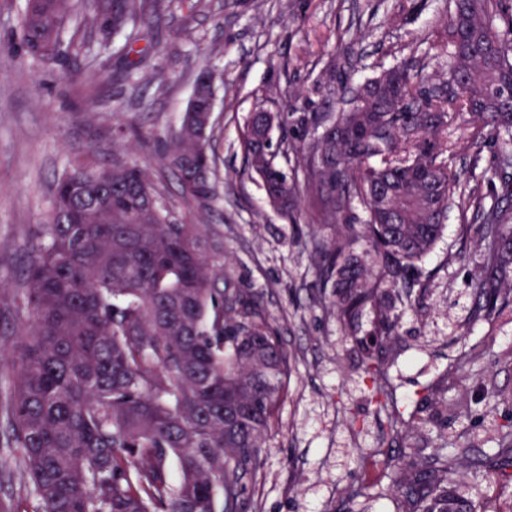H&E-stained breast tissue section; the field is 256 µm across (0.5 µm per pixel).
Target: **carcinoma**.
I'll return each mask as SVG.
<instances>
[{"mask_svg":"<svg viewBox=\"0 0 512 512\" xmlns=\"http://www.w3.org/2000/svg\"><path fill=\"white\" fill-rule=\"evenodd\" d=\"M91 2L92 22L110 17L114 32L132 34L159 15L157 0ZM78 3L25 0L26 54L80 56L82 40L61 39ZM442 55L424 76L411 60L357 83L344 69L328 80L350 95L349 110L326 102L322 112H254L241 135L271 204L292 221L304 208L330 230L311 240L320 293L358 349L368 401L410 448L386 453L385 495L398 512H479L480 479L492 470L512 488V418L489 453L411 444L410 422L445 428L470 407L465 395L448 405V381L478 353L462 352L437 374L409 414L396 398L400 311L423 307L419 263L452 205L481 224L473 319L512 313V0H453ZM213 97L208 72L192 98L207 108ZM456 118L472 126L474 161L491 151L489 204L475 188L454 201ZM276 126L290 174L271 151ZM166 158L185 197L213 196L208 137L187 111ZM357 210L361 224L351 223ZM205 244L204 225L167 220L137 163L89 156L58 179L16 301L29 325L0 338L14 371L7 446L40 512H249L291 359L252 289L227 275L215 287L220 269ZM373 488L350 486L345 503L374 497Z\"/></svg>","mask_w":512,"mask_h":512,"instance_id":"carcinoma-1","label":"carcinoma"}]
</instances>
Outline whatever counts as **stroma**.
<instances>
[{"label":"stroma","mask_w":512,"mask_h":512,"mask_svg":"<svg viewBox=\"0 0 512 512\" xmlns=\"http://www.w3.org/2000/svg\"><path fill=\"white\" fill-rule=\"evenodd\" d=\"M450 0H164L156 23L136 44L148 57L133 68L125 38L88 24L85 55L36 63L22 47L25 0H0V333L18 328L12 303L30 253L51 210L57 179L79 154L105 163L134 161L152 175L170 221L207 228L210 254L253 288L291 354L292 372L277 409L264 464L253 486L254 512H330L358 478L381 479L379 447L390 445L384 412L366 399L359 353L317 298L308 218L291 222L267 202L246 166L238 137L257 107L312 112L326 96L325 71L350 67L361 79L410 58L429 68ZM215 75L210 148L215 191L207 207L185 199L163 156L177 133L202 71ZM142 134L129 151L113 149L118 126ZM456 153L448 167L469 185L487 184V160H475L471 130L454 122ZM472 213L452 209L422 263L430 288L424 315L405 312L400 334L402 394L413 395L476 346L483 358L467 368L449 401L467 394L471 411L449 420V446L490 450L512 409V316L473 321L471 276L476 257L463 249L460 225ZM11 449L0 445V512H38Z\"/></svg>","instance_id":"obj_1"}]
</instances>
